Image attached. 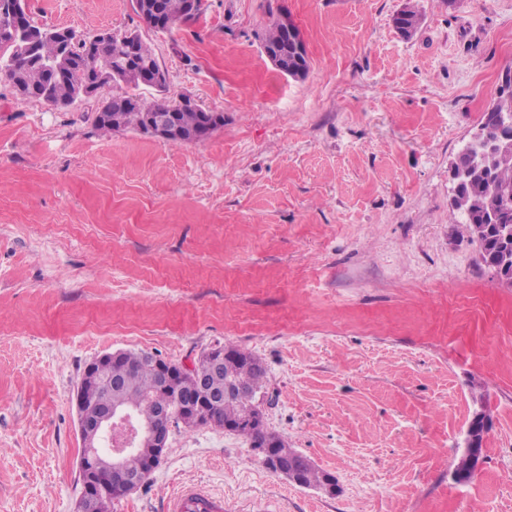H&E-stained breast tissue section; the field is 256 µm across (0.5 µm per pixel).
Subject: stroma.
Listing matches in <instances>:
<instances>
[{
	"label": "stroma",
	"mask_w": 512,
	"mask_h": 512,
	"mask_svg": "<svg viewBox=\"0 0 512 512\" xmlns=\"http://www.w3.org/2000/svg\"><path fill=\"white\" fill-rule=\"evenodd\" d=\"M26 4L83 36L138 31L167 97L224 125L201 143L105 135L95 100L52 109L0 81V512H73L92 359L190 366L216 344L263 361L268 428L336 495L207 425L172 430L114 512H168L190 486L230 512H512V287L449 213L450 161L512 70V0H203L164 31L131 0ZM282 12L301 79L261 47ZM481 407L483 462L458 484ZM482 415L481 411H476L472 417L469 428L467 430V435L465 439V448L462 454L459 457V463L457 464L454 475L460 470H468L471 473V476L475 475L478 471L480 460H476L475 447L477 438L472 429V424ZM299 463L301 467L300 478L306 486L315 487L330 495L336 494L335 479L330 473L318 469L303 455H300Z\"/></svg>",
	"instance_id": "1"
}]
</instances>
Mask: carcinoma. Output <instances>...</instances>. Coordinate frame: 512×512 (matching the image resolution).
Listing matches in <instances>:
<instances>
[{
	"instance_id": "obj_1",
	"label": "carcinoma",
	"mask_w": 512,
	"mask_h": 512,
	"mask_svg": "<svg viewBox=\"0 0 512 512\" xmlns=\"http://www.w3.org/2000/svg\"><path fill=\"white\" fill-rule=\"evenodd\" d=\"M161 14H155L144 7L143 0L133 6L134 11L149 27H154L158 16H163V26L192 19L186 9L187 0H160ZM0 22L15 28V39L26 41L31 33L45 28L34 20L24 0H0ZM420 25V16L414 6L408 4L396 18L400 33L410 38ZM87 39L69 30L64 44L54 38H43L34 43L30 50L18 52L14 45L0 42V78L12 88L23 80L22 94L27 99L51 102L57 106L69 104L77 91L97 81L100 77L98 66L111 67L109 83L118 89L108 99V105L100 114L92 117L93 126L108 134L119 129L134 128L146 130V117L151 112H171L180 127L186 132L198 134L197 141L209 138L208 123L216 121V116L181 106L179 100L160 96L150 100L136 93L143 83L134 76V71L150 66L161 69L153 49L135 31H111V36L101 41L94 52L85 50ZM262 48H285L281 28L276 20H271L262 37ZM308 70V61L295 60L288 54V62H279V71L290 77H303ZM512 114V93L500 94L484 113L480 127L484 131L485 143L478 147L470 145L459 151L451 163L457 176V193L451 203L450 217L462 216L470 238L477 244L482 263L489 267L504 264L512 269V244L505 247L497 238L496 225L512 226V147L499 145L498 134L500 117ZM146 355L141 351H124V359L118 365L123 370L122 386L115 395L120 404L132 409L136 422L141 427L151 425L158 410L167 406L173 410L172 424L183 425L186 429L196 427V423L184 416L178 405L177 396L155 387L154 376L140 365ZM224 372L232 373L241 383L251 389L252 403L226 398L216 405L202 410L200 420L218 426L236 423L239 419L259 406V398L266 394L267 369L263 362L250 353L226 345L224 346ZM76 398L86 407L94 409L100 405L101 390L97 384L85 380L76 392ZM236 433L256 448L271 441L284 449L288 447L278 434L269 430L257 429L246 424L239 426ZM149 449L134 448L124 458V468L129 473L145 472ZM300 478L309 486L330 495L336 494L333 476L318 469L306 457H299Z\"/></svg>"
}]
</instances>
